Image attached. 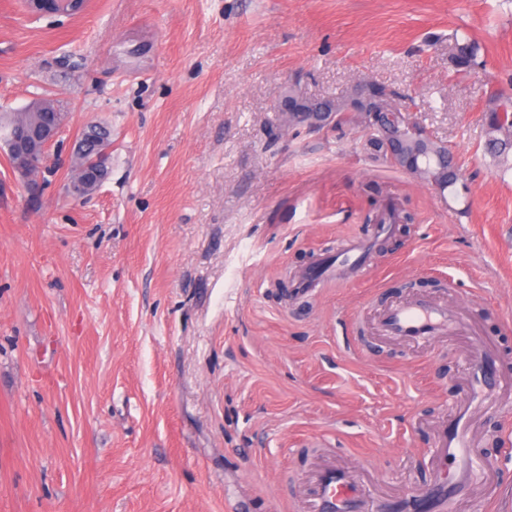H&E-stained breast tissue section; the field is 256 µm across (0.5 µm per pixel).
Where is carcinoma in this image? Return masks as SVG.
I'll return each mask as SVG.
<instances>
[{"label": "carcinoma", "mask_w": 512, "mask_h": 512, "mask_svg": "<svg viewBox=\"0 0 512 512\" xmlns=\"http://www.w3.org/2000/svg\"><path fill=\"white\" fill-rule=\"evenodd\" d=\"M448 53L455 73L466 76L483 67L484 60L479 56L477 46L470 41H461L457 35L448 37ZM499 104L490 100L487 109L483 111V126L499 125L507 130L506 135H498L486 139L490 152L498 158L502 166L512 169L509 154L512 153V108L504 110V115H498ZM57 111V106L51 101H39L30 104L20 112L0 113V138L11 130L23 127L33 129L42 121L50 118L51 113ZM349 127L364 133L363 148L373 161H381L395 169L408 168L416 173V178L428 186L437 184L440 191L454 186L458 179L454 157L448 145L442 141L428 136L423 127L417 123H408L400 127V155L393 161L382 153V146L388 136V128L383 125L377 116L368 112L358 116L344 113L336 128ZM88 128L95 132L96 141L87 153H76L70 177L78 178L86 172L87 164L98 154H106V160L112 159L110 147L112 145L110 131L101 125L90 124Z\"/></svg>", "instance_id": "1"}]
</instances>
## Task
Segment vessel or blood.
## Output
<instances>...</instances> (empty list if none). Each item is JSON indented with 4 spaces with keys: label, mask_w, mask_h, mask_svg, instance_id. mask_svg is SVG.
<instances>
[{
    "label": "vessel or blood",
    "mask_w": 512,
    "mask_h": 512,
    "mask_svg": "<svg viewBox=\"0 0 512 512\" xmlns=\"http://www.w3.org/2000/svg\"><path fill=\"white\" fill-rule=\"evenodd\" d=\"M335 270L334 261L317 259L295 282L294 295H313L322 279ZM462 328L458 313L444 302L419 298L387 305L378 323L379 335L409 342L432 343L447 334L457 335ZM476 344L479 357L470 369L472 399L485 403L500 395L499 369L503 360L488 340L480 337ZM474 444L469 409L463 406L435 439L434 479L395 501L374 497L351 471L337 466L335 458H328L311 483L312 512H455L473 483L470 459Z\"/></svg>",
    "instance_id": "1"
}]
</instances>
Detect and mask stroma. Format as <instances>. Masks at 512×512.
Here are the masks:
<instances>
[{
    "mask_svg": "<svg viewBox=\"0 0 512 512\" xmlns=\"http://www.w3.org/2000/svg\"><path fill=\"white\" fill-rule=\"evenodd\" d=\"M453 33L485 69L454 76ZM358 77L413 97L455 191L371 162L354 130H289V83L322 98ZM509 86L512 0H88L41 18L0 0V111L50 98L67 114L38 196L0 153V512H310L326 456L375 495L426 482L470 338L358 349L385 302L416 295L512 358V170L481 123ZM92 122L112 161L75 201ZM390 199L412 221L364 270L284 299L278 279ZM475 425L459 512H512L502 416ZM85 129H91L95 132L96 141L86 154L77 151L76 158L73 161L70 179H76L70 180L67 183L66 189L69 196L74 200H83L93 193L91 191L92 188L96 191L108 174V167L97 165L88 168V177L81 178L87 171V164L99 153H105L110 150L112 145L111 133L106 127L90 124Z\"/></svg>",
    "mask_w": 512,
    "mask_h": 512,
    "instance_id": "35a3bbf8",
    "label": "stroma"
}]
</instances>
